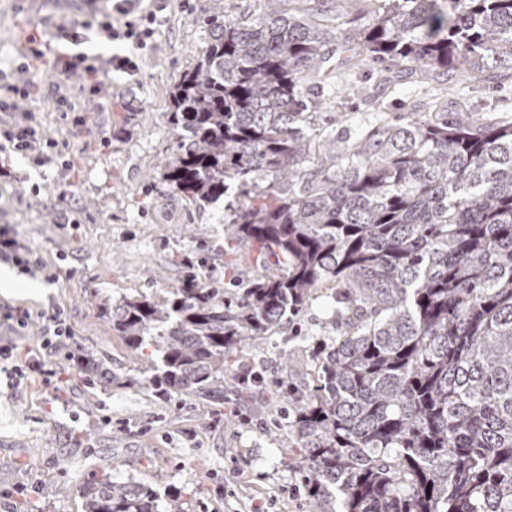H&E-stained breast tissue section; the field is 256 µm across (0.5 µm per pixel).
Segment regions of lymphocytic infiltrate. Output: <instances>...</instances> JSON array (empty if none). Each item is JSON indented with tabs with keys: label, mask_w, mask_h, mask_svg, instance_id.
Segmentation results:
<instances>
[{
	"label": "lymphocytic infiltrate",
	"mask_w": 512,
	"mask_h": 512,
	"mask_svg": "<svg viewBox=\"0 0 512 512\" xmlns=\"http://www.w3.org/2000/svg\"><path fill=\"white\" fill-rule=\"evenodd\" d=\"M155 13L142 5V0H112L110 11L95 15L90 20L63 19L55 23L51 34L30 28L25 36L28 45L19 71L31 73L41 65H49L64 78L79 76L90 91L100 92L102 78L111 72L135 75L139 69L132 56L116 52L109 56L88 52L87 44L100 39L116 44H132L143 49L153 35ZM33 83L18 86L0 80V176H10L8 162L19 155L42 167L53 159L55 141L48 137L37 123L34 113L20 109L28 99ZM0 261L13 264L21 274L43 275L54 281L52 273L44 272L38 256L25 246L9 225L0 226ZM0 375L7 385L14 386L25 377L37 376L52 392L60 387L54 370L40 360L17 354L13 347L0 346Z\"/></svg>",
	"instance_id": "f902f5d3"
}]
</instances>
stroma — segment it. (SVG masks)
Listing matches in <instances>:
<instances>
[{"label":"stroma","mask_w":512,"mask_h":512,"mask_svg":"<svg viewBox=\"0 0 512 512\" xmlns=\"http://www.w3.org/2000/svg\"><path fill=\"white\" fill-rule=\"evenodd\" d=\"M212 5L152 0V49L139 52L134 77L111 74L100 93L74 76L59 82L47 68L31 75L39 91L22 106L35 112L68 164L36 168L15 158L17 182H0V225H12L59 279L20 274L16 288L0 290V344L37 354L60 373L61 390L54 400L34 381L0 385V512H84L80 484L105 473L146 482L163 496L181 494L185 512H250L257 500L267 512H309L288 466V418L271 396L284 377L300 379L299 372L285 374L281 349L295 345L301 364L310 343L335 336L340 319L329 294L311 300L294 329L249 351L264 383L243 406L230 391L223 402L205 405L183 396L160 401L142 380L95 384L63 353L41 347L40 315L58 307L70 346L105 358L120 375L137 374L138 362L100 319V300L161 298L180 275L171 254L196 252L203 242L213 276H223V207L195 209L150 170L172 150L171 93L206 44L202 19ZM91 8L90 0H0V71L12 73L25 53L22 27L48 29L63 18H86ZM376 70L372 64L356 74L359 92L344 107L337 138L360 135L376 109L402 115L419 107L422 94L409 75L382 83ZM57 82L83 126L63 117L49 96ZM457 94L476 117L512 119V70L488 71ZM17 307L35 314L26 329L6 318ZM19 485L31 496L12 498Z\"/></svg>","instance_id":"stroma-1"}]
</instances>
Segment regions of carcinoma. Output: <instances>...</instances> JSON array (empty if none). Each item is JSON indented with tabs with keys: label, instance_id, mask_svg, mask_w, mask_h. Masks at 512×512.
Instances as JSON below:
<instances>
[{
	"label": "carcinoma",
	"instance_id": "carcinoma-1",
	"mask_svg": "<svg viewBox=\"0 0 512 512\" xmlns=\"http://www.w3.org/2000/svg\"><path fill=\"white\" fill-rule=\"evenodd\" d=\"M219 8L171 94L165 186L224 201V254L239 290L205 276L209 248L172 255L166 296L107 298L102 315L162 400H224L243 352L323 288L346 314L311 348L288 403V465L312 512H512V122H476L438 96L404 119L376 116L347 144L309 83L357 64L426 77L512 69V0H381L336 41L320 0ZM316 158V166L309 165ZM94 383L120 376L82 355ZM85 512H184L150 485L104 474Z\"/></svg>",
	"mask_w": 512,
	"mask_h": 512
}]
</instances>
